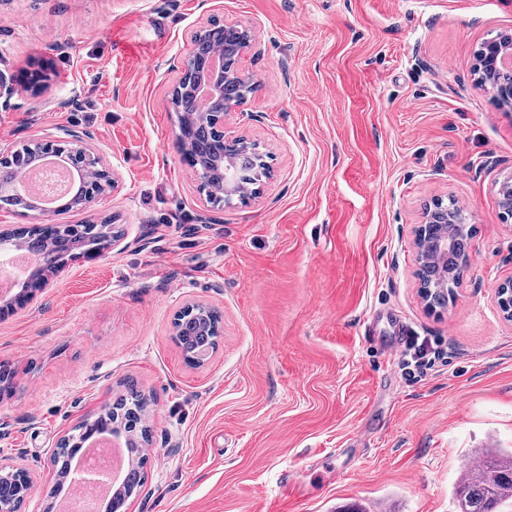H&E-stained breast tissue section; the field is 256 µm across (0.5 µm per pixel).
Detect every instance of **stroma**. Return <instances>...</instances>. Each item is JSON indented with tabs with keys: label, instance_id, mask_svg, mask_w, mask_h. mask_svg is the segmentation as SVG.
I'll return each instance as SVG.
<instances>
[{
	"label": "stroma",
	"instance_id": "stroma-1",
	"mask_svg": "<svg viewBox=\"0 0 512 512\" xmlns=\"http://www.w3.org/2000/svg\"><path fill=\"white\" fill-rule=\"evenodd\" d=\"M247 29L255 88L224 129L268 154L248 205L208 207L174 144L169 103L195 32ZM512 33V0H0V146L87 129L115 187L0 227L109 222L123 250L74 259L0 310V465L25 468L23 512H49L60 440L134 378L149 398L145 483L128 512H456L480 450L512 448V111L473 74ZM468 216L447 306L418 288L415 230L434 200ZM223 333L188 364L186 304ZM447 365L410 378L364 335L395 321ZM197 307L206 306L199 303L187 304L178 312V316L176 318L182 320L184 324L174 322V327L176 328L175 339L178 345L182 348L185 359L191 363H199V360L203 359V356H205L206 352L209 353V350L216 346V341L214 339L217 338V336L189 335L183 331L188 321H185L186 318H182V316L179 315H181L184 311H193L194 308Z\"/></svg>",
	"mask_w": 512,
	"mask_h": 512
}]
</instances>
